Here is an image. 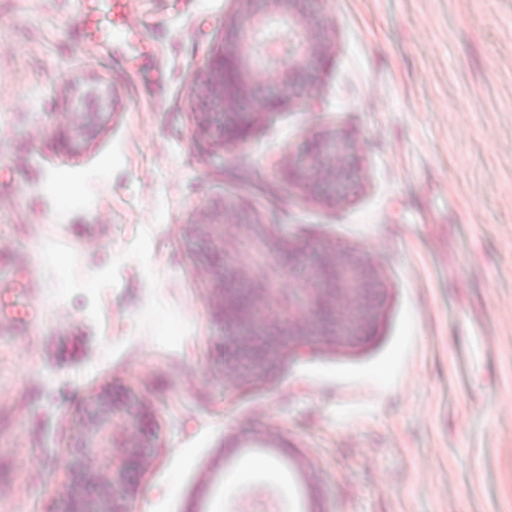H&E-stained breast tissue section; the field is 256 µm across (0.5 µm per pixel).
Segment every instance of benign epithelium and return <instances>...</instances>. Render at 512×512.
<instances>
[{
	"label": "benign epithelium",
	"mask_w": 512,
	"mask_h": 512,
	"mask_svg": "<svg viewBox=\"0 0 512 512\" xmlns=\"http://www.w3.org/2000/svg\"><path fill=\"white\" fill-rule=\"evenodd\" d=\"M240 10L225 18L229 32L200 75V118L193 138L214 151L246 143L254 122L293 104H315L320 95L318 65L331 52L327 30L306 11L308 0H238ZM354 141L339 132H320L288 152V184L326 206L341 204L358 172ZM236 204L218 201L208 229L215 272L238 268L247 288L223 292L213 310L222 330L219 352L227 382L262 378L282 350L325 338L351 346L372 335L380 301L373 270L355 256L326 249L315 258L287 240L279 224H260L255 240L244 247L234 227ZM153 416L119 413L118 396L108 394L102 408L74 446L93 484L73 489L62 512H131L137 484L132 466L144 457L128 455L115 470L112 449L150 447Z\"/></svg>",
	"instance_id": "1"
}]
</instances>
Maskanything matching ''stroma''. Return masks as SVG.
<instances>
[{
	"mask_svg": "<svg viewBox=\"0 0 512 512\" xmlns=\"http://www.w3.org/2000/svg\"><path fill=\"white\" fill-rule=\"evenodd\" d=\"M85 4L0 0V512L65 501L77 410L113 389L155 414L132 512H196L219 464L236 477L211 512L259 481L284 500L294 459L310 512H512V0H324L319 108L272 114L221 157L191 132L236 0H125L140 47L121 71L78 37ZM324 128L364 155L333 209L275 173ZM239 197L244 222L376 268L375 336L225 388L212 245L192 225ZM473 315L490 337L478 413L453 363ZM249 438L270 464L246 476Z\"/></svg>",
	"mask_w": 512,
	"mask_h": 512,
	"instance_id": "1",
	"label": "stroma"
}]
</instances>
